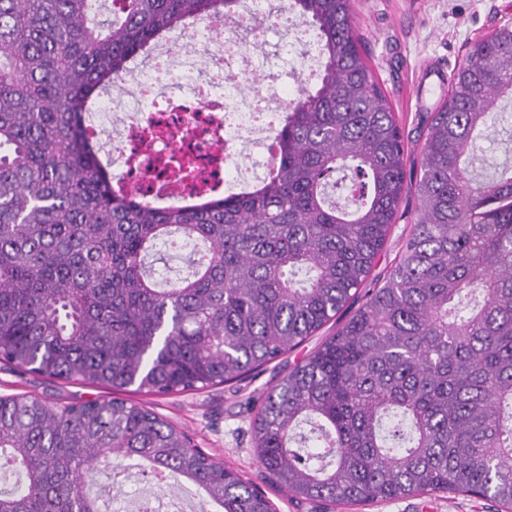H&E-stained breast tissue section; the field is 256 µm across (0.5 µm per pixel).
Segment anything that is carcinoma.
Masks as SVG:
<instances>
[{"label":"carcinoma","mask_w":512,"mask_h":512,"mask_svg":"<svg viewBox=\"0 0 512 512\" xmlns=\"http://www.w3.org/2000/svg\"><path fill=\"white\" fill-rule=\"evenodd\" d=\"M240 0H0V361L48 378L164 396L222 385L338 318L403 200L417 214L383 285L266 392L256 456L294 499L369 504L425 492L512 512V165L472 148L512 101V27L476 41L426 128L420 175L364 60L351 0H287L322 70L283 116L269 174L189 205L113 187L86 114L128 63ZM352 174L350 202L331 195ZM203 244L170 288L157 242ZM305 274V279L297 275ZM120 397L63 406L0 397V512H100L87 478L110 457L202 489L220 512H274L236 472ZM293 442L314 444L301 456Z\"/></svg>","instance_id":"carcinoma-1"}]
</instances>
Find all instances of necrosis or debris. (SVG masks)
I'll return each instance as SVG.
<instances>
[{"mask_svg":"<svg viewBox=\"0 0 512 512\" xmlns=\"http://www.w3.org/2000/svg\"><path fill=\"white\" fill-rule=\"evenodd\" d=\"M270 43L267 27L247 33L236 18L191 20L177 40L133 63L91 114V126L112 143L107 162L116 186L156 207L205 194L241 191L270 168L277 128L292 104L273 89V68L312 84L321 70L316 35L286 17ZM250 92H243L246 81ZM257 152L241 167V148ZM233 179H225L228 170Z\"/></svg>","mask_w":512,"mask_h":512,"instance_id":"4bbe7bcc","label":"necrosis or debris"}]
</instances>
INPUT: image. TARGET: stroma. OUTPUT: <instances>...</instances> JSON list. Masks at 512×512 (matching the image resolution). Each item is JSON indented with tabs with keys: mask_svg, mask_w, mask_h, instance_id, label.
<instances>
[{
	"mask_svg": "<svg viewBox=\"0 0 512 512\" xmlns=\"http://www.w3.org/2000/svg\"><path fill=\"white\" fill-rule=\"evenodd\" d=\"M352 14L364 57L403 129L407 167L419 171L432 108L447 94L450 76L469 48L512 20V0H352ZM401 213L372 268L371 279L383 277L398 255L414 222V202L404 203ZM336 329V323H329L319 334L244 380L166 397L134 392L130 398L177 426L193 446L253 482L275 512H497L493 501L448 493L410 495L366 505L296 500L267 477L254 454L255 407L263 393ZM22 394L67 405L104 396L105 391L0 363V396ZM89 491L97 495L101 512H134L142 495L166 505L177 502L178 512H202L204 508L201 497L176 496L157 483L147 463L138 458L124 460L119 471H100Z\"/></svg>",
	"mask_w": 512,
	"mask_h": 512,
	"instance_id": "35a3bbf8",
	"label": "stroma"
}]
</instances>
